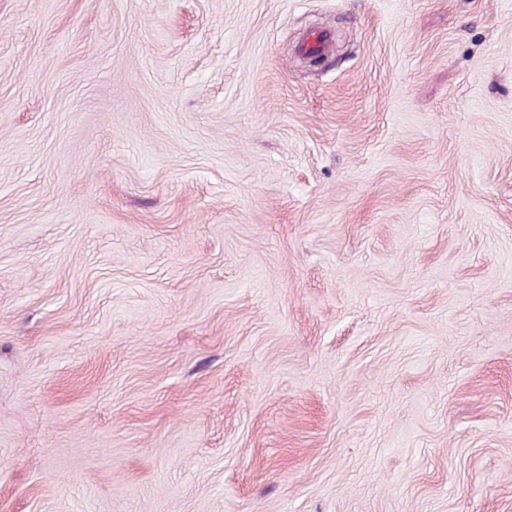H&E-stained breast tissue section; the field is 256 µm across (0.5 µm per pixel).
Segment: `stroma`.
<instances>
[{"label":"stroma","mask_w":512,"mask_h":512,"mask_svg":"<svg viewBox=\"0 0 512 512\" xmlns=\"http://www.w3.org/2000/svg\"><path fill=\"white\" fill-rule=\"evenodd\" d=\"M0 512H512V0H0Z\"/></svg>","instance_id":"obj_1"}]
</instances>
